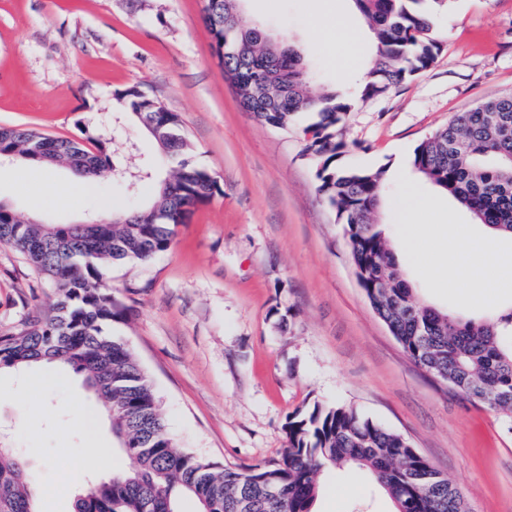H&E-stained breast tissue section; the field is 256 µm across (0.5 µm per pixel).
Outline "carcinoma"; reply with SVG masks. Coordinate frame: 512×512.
<instances>
[{"label": "carcinoma", "mask_w": 512, "mask_h": 512, "mask_svg": "<svg viewBox=\"0 0 512 512\" xmlns=\"http://www.w3.org/2000/svg\"><path fill=\"white\" fill-rule=\"evenodd\" d=\"M453 0H353L374 35V53L356 96L330 88L315 96L301 51L262 28L243 29L232 0H205L204 12L224 78L242 108L263 125L284 129L304 114L303 156L315 167L317 191L344 226L357 280L377 317L407 356L470 402L496 412L512 432V305L480 319L420 303L403 277L386 225L375 220L384 205L385 169L342 163L349 151L343 120L358 102L386 94L434 63L441 44L433 19ZM274 76L270 95L255 97L263 73ZM128 117L152 116L159 155L131 149L110 162L105 143L54 138L34 130L0 127V152L39 162L47 147L54 163L84 158V175L112 168L113 181L153 197L136 211L138 222L117 216L96 224H20L0 211V244L22 253L56 287L55 314L28 317L0 330V369L24 371L38 363L72 370L109 414L125 469L89 484L74 498V512H181L191 498L197 512H312L319 478L329 468L369 471L396 512H469L455 483L432 467L401 434L345 405L318 403L288 418L287 451L275 465L223 468L176 447L156 405L153 386L126 344L112 335L124 307L103 281V269L144 261L170 249L183 213L219 190L215 177L191 165L178 117L129 89L118 94ZM411 167L465 208L474 221L512 233V94L490 98L455 115L448 127L423 139ZM379 281L385 287L377 288ZM26 462L0 448V512H37L24 479Z\"/></svg>", "instance_id": "1"}]
</instances>
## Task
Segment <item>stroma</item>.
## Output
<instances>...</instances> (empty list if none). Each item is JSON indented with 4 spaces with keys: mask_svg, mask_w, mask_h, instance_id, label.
Listing matches in <instances>:
<instances>
[{
    "mask_svg": "<svg viewBox=\"0 0 512 512\" xmlns=\"http://www.w3.org/2000/svg\"><path fill=\"white\" fill-rule=\"evenodd\" d=\"M204 0H0V126L52 137L129 143L154 154L116 95L135 87L179 116L194 164L220 190L146 261L112 265L105 278L127 309L112 326L149 377L178 448L236 468L275 463L288 416L313 402L354 407L405 436L455 480L471 512H512V434L416 366L366 300L342 225L317 191L300 130L257 123L225 81L203 20ZM351 0H244L242 26H263L299 46L312 93L357 78L372 54L367 27L352 30ZM435 63L348 113L346 163L387 168L380 223L392 228L418 302L478 318L512 303V277L477 304L454 272L426 274L412 248L421 225L452 234L482 225L414 173V148L458 112L512 93V0H454L433 27ZM67 166L15 159L0 165V204L48 224L98 219L101 197L128 212L139 200L103 172L81 190ZM69 186L59 204L55 185ZM430 198L433 213L422 212ZM53 283L0 245V329L29 312L53 313ZM111 442L110 422L79 375L0 371V447L27 462L39 512H71L58 488L88 437ZM315 512H394L364 472L321 477Z\"/></svg>",
    "mask_w": 512,
    "mask_h": 512,
    "instance_id": "obj_1",
    "label": "stroma"
}]
</instances>
